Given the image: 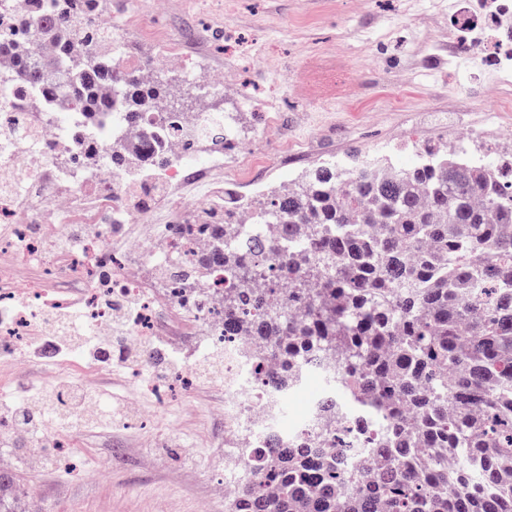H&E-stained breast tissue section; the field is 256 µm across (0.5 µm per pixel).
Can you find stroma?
Wrapping results in <instances>:
<instances>
[{"mask_svg": "<svg viewBox=\"0 0 512 512\" xmlns=\"http://www.w3.org/2000/svg\"><path fill=\"white\" fill-rule=\"evenodd\" d=\"M100 3L130 58L154 54L149 31H172L185 37L190 61L234 71V85L211 104L236 113L241 143L259 128L268 153L281 152L288 138L299 143L298 156L257 177L214 182L217 195L265 194L333 158L356 164L368 155L408 167L416 145L456 146L463 129L480 133L472 148L490 151L498 128L512 125V112L497 111L476 78L448 62L453 0H234L230 12L224 0H169L164 13L145 20L135 19L132 0ZM268 97L305 111V121L284 135L262 128L251 102ZM319 97L331 100V111L317 109ZM27 374L45 388L61 377L85 378L96 414L66 432L71 463L49 466L28 443L11 445L6 455L22 498L51 499L56 512H198L204 500L224 512V447L214 441L224 429L219 378L196 377L189 390L163 399L126 366L86 378L76 367L32 360ZM129 402L148 417L146 427L122 425L116 412ZM117 447L127 455L111 474L88 479L83 463Z\"/></svg>", "mask_w": 512, "mask_h": 512, "instance_id": "obj_1", "label": "stroma"}]
</instances>
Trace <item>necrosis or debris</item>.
Wrapping results in <instances>:
<instances>
[{"label":"necrosis or debris","instance_id":"4bbe7bcc","mask_svg":"<svg viewBox=\"0 0 512 512\" xmlns=\"http://www.w3.org/2000/svg\"><path fill=\"white\" fill-rule=\"evenodd\" d=\"M26 24L25 45L45 54L50 50L40 29L46 12L37 0H0ZM452 49L459 59L479 65L484 85L498 101V109L512 112V0H456L452 10ZM82 118L73 106L48 98L34 88L10 80L0 81V223L12 227L0 239V364L13 367L21 348H32L33 328L43 335L70 334L71 316L66 302L54 289L16 279V265L43 261L47 279L82 282L85 292L81 319L86 326H111L122 317L118 337L101 345L97 365L124 363L129 350H140L141 365L164 389L174 378L188 374L186 365H169L166 353L155 347L160 307H180L173 293L156 295L140 277L143 267L168 270L187 263L211 246L204 235L178 243L176 232L195 214L216 208L204 191L224 171L225 149H240L233 134L224 131V115L212 111L202 97L194 123L220 146L206 166L184 140L165 139L158 147L165 165L147 163L139 181H130L108 163L84 168L80 158L108 152L110 141L94 130H81ZM125 224H161L163 241L144 237L128 246L123 258L107 247L115 228ZM80 233L81 253L54 256L58 236ZM272 395L255 376V361L244 356L236 339L224 341V486L239 488L250 468L237 454L243 443L264 447L268 436L280 434L282 445L294 443L295 434L281 435L280 424L269 408ZM351 410L338 411L327 431L311 440L316 448L335 452L343 466L356 463L373 442L352 426ZM39 434L44 447H61L62 428L40 411L28 409L0 416V435L26 437Z\"/></svg>","mask_w":512,"mask_h":512}]
</instances>
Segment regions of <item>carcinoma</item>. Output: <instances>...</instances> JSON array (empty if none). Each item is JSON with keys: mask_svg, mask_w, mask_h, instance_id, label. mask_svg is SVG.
Segmentation results:
<instances>
[{"mask_svg": "<svg viewBox=\"0 0 512 512\" xmlns=\"http://www.w3.org/2000/svg\"><path fill=\"white\" fill-rule=\"evenodd\" d=\"M97 0H48V55L17 46V20L0 13L15 78L54 97L82 84L79 107L112 129L119 107L138 124L148 111L154 145L201 136L166 81L143 83L112 60V30ZM106 88L112 99L102 96ZM418 160L340 170L328 163L261 199L224 192L198 231L212 248L195 275L203 295L222 271V336L262 337L280 371L267 387L283 400L304 373H320L322 410H356L358 427L386 421L390 437L358 470L321 448H283L271 435L248 448L252 479L227 512H512V162L464 147H421ZM143 155L112 150V168L136 178ZM247 210L280 237L226 228ZM13 476L0 472V512H16Z\"/></svg>", "mask_w": 512, "mask_h": 512, "instance_id": "obj_1", "label": "carcinoma"}]
</instances>
